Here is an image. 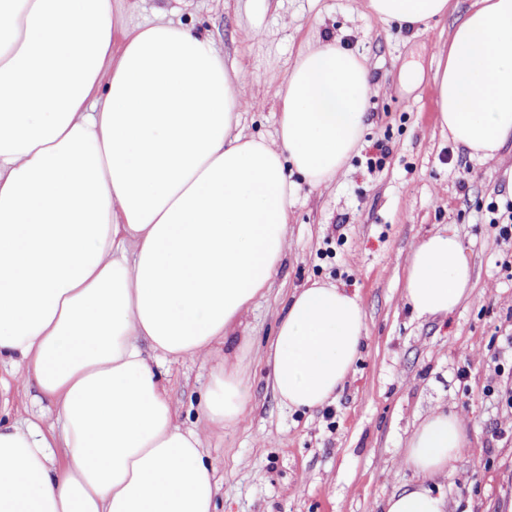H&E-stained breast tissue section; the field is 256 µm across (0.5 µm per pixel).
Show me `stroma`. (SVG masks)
<instances>
[{"label": "stroma", "instance_id": "stroma-1", "mask_svg": "<svg viewBox=\"0 0 512 512\" xmlns=\"http://www.w3.org/2000/svg\"><path fill=\"white\" fill-rule=\"evenodd\" d=\"M469 3L450 0L430 27L401 29L365 0H112L118 31L170 22L209 39L238 76L249 103L238 129L249 137L276 142L279 86L306 46L337 39L375 86L368 126L336 176L313 185L289 171L286 252L234 342L157 369L177 422L197 429L217 471L219 512H381L415 482L400 450L438 405L469 423L467 448L437 482L453 512H512V416L484 392L512 388V373L495 370L512 356L494 357L512 336V236L488 212L512 201V141L495 158H472L437 125L439 51ZM377 142L387 151L371 166ZM438 230L463 244L472 295L448 317L418 318L404 299L406 260ZM316 281L358 295L367 336L335 402L310 413L280 403L263 351L291 294ZM227 356L251 400L219 430L199 403Z\"/></svg>", "mask_w": 512, "mask_h": 512}]
</instances>
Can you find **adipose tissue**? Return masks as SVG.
Masks as SVG:
<instances>
[{"label":"adipose tissue","mask_w":512,"mask_h":512,"mask_svg":"<svg viewBox=\"0 0 512 512\" xmlns=\"http://www.w3.org/2000/svg\"><path fill=\"white\" fill-rule=\"evenodd\" d=\"M449 0H367L379 20L428 27ZM438 124L471 156L512 140V0H471L435 73ZM365 63L327 40L279 91L276 144L237 133L246 107L210 41L152 23L115 36L112 0H0V363L24 362L55 421L0 425V512H217L199 433L176 423L155 370L228 338L282 260L291 187L342 168L368 119ZM455 234L406 261L404 298L444 317L471 292ZM366 336L358 298L297 290L266 351L290 409L331 404ZM154 351L146 357L140 346ZM250 387L230 362L201 406L237 423ZM468 444L435 408L402 450L418 483L383 512H448L424 486Z\"/></svg>","instance_id":"ef3b65f1"}]
</instances>
